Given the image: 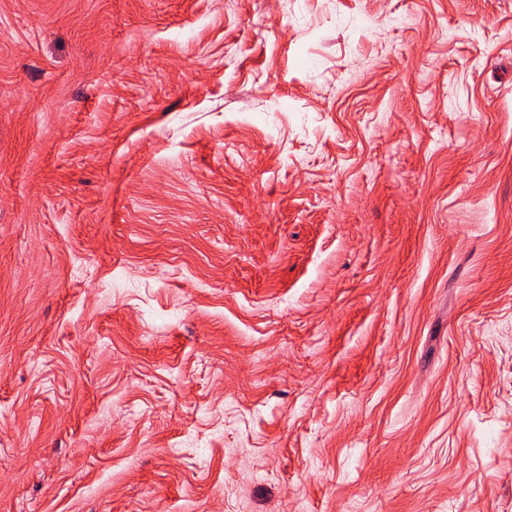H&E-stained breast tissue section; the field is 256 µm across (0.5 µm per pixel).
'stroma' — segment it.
Returning a JSON list of instances; mask_svg holds the SVG:
<instances>
[{"label": "stroma", "mask_w": 512, "mask_h": 512, "mask_svg": "<svg viewBox=\"0 0 512 512\" xmlns=\"http://www.w3.org/2000/svg\"><path fill=\"white\" fill-rule=\"evenodd\" d=\"M0 512H512V0H0Z\"/></svg>", "instance_id": "1"}]
</instances>
